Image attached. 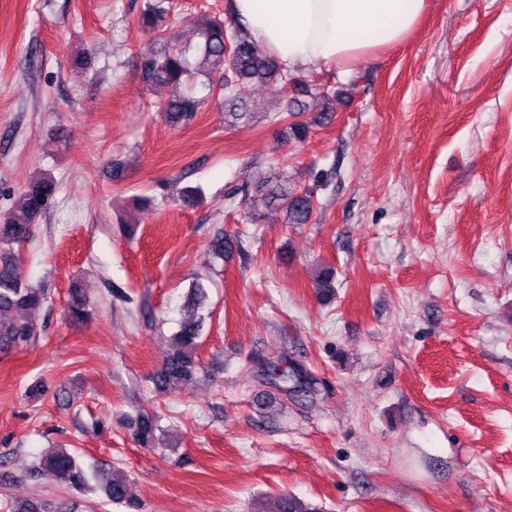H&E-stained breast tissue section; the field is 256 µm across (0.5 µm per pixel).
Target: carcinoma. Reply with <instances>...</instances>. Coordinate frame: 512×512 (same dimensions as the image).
I'll return each mask as SVG.
<instances>
[{
  "label": "carcinoma",
  "instance_id": "carcinoma-1",
  "mask_svg": "<svg viewBox=\"0 0 512 512\" xmlns=\"http://www.w3.org/2000/svg\"><path fill=\"white\" fill-rule=\"evenodd\" d=\"M170 20V12L160 3H148L138 17L139 27L160 36ZM201 43L189 46H165L146 52L142 60V78L149 90H167V95L151 103L155 111L174 128L187 126L206 105L214 92L224 101V113L234 121H248L252 113L242 101L240 84L248 81H276L284 85L292 77L284 72L275 57L262 50L240 27H226L215 13L201 15L198 23ZM58 183L48 170L37 172L22 192L20 207L0 215V313L15 312L17 317L0 319V353L28 344L37 336V328L26 312L43 306L47 290L26 280L14 263L16 250L28 244L43 214L52 206ZM267 202L285 209L290 224L310 221L316 202L306 190H290L276 185L266 190ZM91 301L82 288L70 289L67 316L71 321L89 317ZM202 320L182 321L170 339L171 352L153 378L154 388L166 393L192 380L197 373L196 349ZM270 376L280 391L296 397L311 396V387L293 370L271 364ZM138 443L148 446L155 440L158 425L148 415L131 422ZM52 473L60 483L79 490L88 487L87 475L70 449L56 446L46 449L36 459L31 472ZM107 499L123 505L128 512H139V505L129 497L127 473L112 469L99 475Z\"/></svg>",
  "mask_w": 512,
  "mask_h": 512
}]
</instances>
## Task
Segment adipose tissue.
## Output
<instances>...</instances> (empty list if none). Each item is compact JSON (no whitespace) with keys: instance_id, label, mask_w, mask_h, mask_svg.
Segmentation results:
<instances>
[{"instance_id":"adipose-tissue-1","label":"adipose tissue","mask_w":512,"mask_h":512,"mask_svg":"<svg viewBox=\"0 0 512 512\" xmlns=\"http://www.w3.org/2000/svg\"><path fill=\"white\" fill-rule=\"evenodd\" d=\"M233 19L289 74L348 70L405 42L430 0H228Z\"/></svg>"}]
</instances>
